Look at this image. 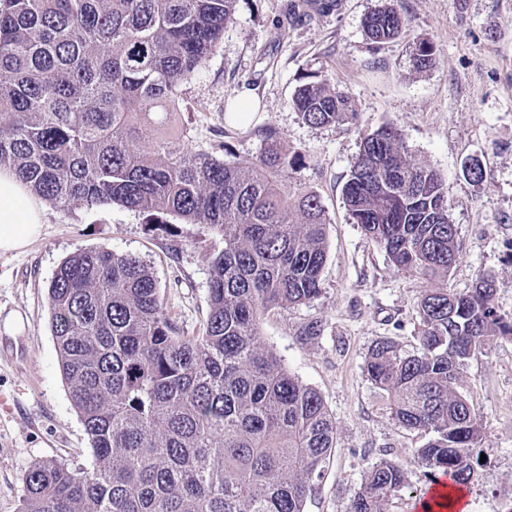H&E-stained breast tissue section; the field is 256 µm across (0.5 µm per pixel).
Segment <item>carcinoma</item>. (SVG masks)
<instances>
[{"label":"carcinoma","mask_w":512,"mask_h":512,"mask_svg":"<svg viewBox=\"0 0 512 512\" xmlns=\"http://www.w3.org/2000/svg\"><path fill=\"white\" fill-rule=\"evenodd\" d=\"M238 0H0V167L60 208L78 204L170 214L224 239L210 266L202 330L183 336L146 264L79 248L49 285L62 376L81 415L90 466L49 459L25 476L23 512H304L334 453L336 421L320 394L262 339L266 313L320 293L327 218L313 192L288 188L297 164L271 127L242 167L188 150L172 134L183 79L221 43ZM391 2L365 19L367 37H397ZM436 59L413 48L421 72ZM293 104L312 126L357 119L351 97L324 81ZM346 209L399 269L446 278L460 255L448 194L402 133L363 137L343 187ZM496 280L421 298L419 347L390 337L366 370L395 421L430 434L418 457L457 486L474 474L482 421L459 386L469 361L512 320L494 304ZM403 469L369 467L350 512H388Z\"/></svg>","instance_id":"1"}]
</instances>
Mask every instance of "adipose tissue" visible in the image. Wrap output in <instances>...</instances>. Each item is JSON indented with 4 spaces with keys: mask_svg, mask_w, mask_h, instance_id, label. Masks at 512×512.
I'll return each mask as SVG.
<instances>
[{
    "mask_svg": "<svg viewBox=\"0 0 512 512\" xmlns=\"http://www.w3.org/2000/svg\"><path fill=\"white\" fill-rule=\"evenodd\" d=\"M45 210L26 184L8 168L0 169V253L23 249L40 232Z\"/></svg>",
    "mask_w": 512,
    "mask_h": 512,
    "instance_id": "ef3b65f1",
    "label": "adipose tissue"
}]
</instances>
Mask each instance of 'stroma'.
<instances>
[{"mask_svg": "<svg viewBox=\"0 0 512 512\" xmlns=\"http://www.w3.org/2000/svg\"><path fill=\"white\" fill-rule=\"evenodd\" d=\"M405 26L373 45L364 19L381 0H238L216 52L182 82L175 130L189 150L248 164L263 127L301 157L291 182L315 192L329 221L321 292L311 303L272 311L263 339L290 373L314 388L336 421L337 447L304 512H348L368 467L397 462L407 484L389 512H413L433 485L417 457L427 434L401 428L367 378L369 348L381 337L417 345V310L427 280L395 267L352 224L342 188L364 134L400 129L410 153L444 177L461 255L440 287L458 292L495 277V304L512 317V0H395ZM436 45L428 70H412L417 41ZM327 80L355 102L353 125L315 127L295 110L296 88ZM257 101L253 120L229 123L242 91ZM479 159L483 178L464 172ZM139 257L153 273L165 311L181 335H197L207 312L209 270L223 239L170 214L120 205H47L40 234L0 254V512H20L24 476L44 459L86 465L90 440L59 368L51 332L49 282L80 248ZM317 321L320 336L298 337ZM461 393L482 420L466 486L469 512H512V335L472 359Z\"/></svg>", "mask_w": 512, "mask_h": 512, "instance_id": "1", "label": "stroma"}]
</instances>
